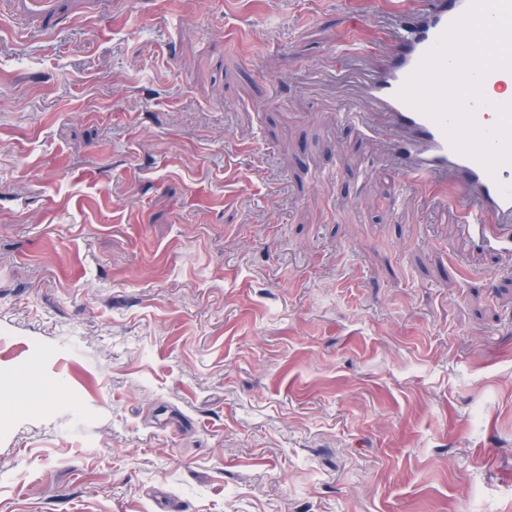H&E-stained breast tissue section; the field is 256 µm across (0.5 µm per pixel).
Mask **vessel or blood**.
Wrapping results in <instances>:
<instances>
[{
	"instance_id": "b4317fda",
	"label": "vessel or blood",
	"mask_w": 512,
	"mask_h": 512,
	"mask_svg": "<svg viewBox=\"0 0 512 512\" xmlns=\"http://www.w3.org/2000/svg\"><path fill=\"white\" fill-rule=\"evenodd\" d=\"M470 0H379V19L364 27L346 13L344 54H380L381 62L352 83L359 107L351 118L375 132L411 188L438 191L460 217V231L487 249L512 253V162L488 170L457 151L443 127L400 96L409 77Z\"/></svg>"
}]
</instances>
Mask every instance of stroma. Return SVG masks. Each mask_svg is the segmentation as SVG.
Returning <instances> with one entry per match:
<instances>
[{"label": "stroma", "instance_id": "1", "mask_svg": "<svg viewBox=\"0 0 512 512\" xmlns=\"http://www.w3.org/2000/svg\"><path fill=\"white\" fill-rule=\"evenodd\" d=\"M344 7L0 0V512H512V254ZM365 35L364 17L346 13L344 54H380L376 67L352 81L356 121L377 134L399 174L413 188L448 196L464 237L487 249L512 253V162L492 174L476 158L457 151L443 127L404 101L399 93L470 0H380ZM385 18L387 23L379 20Z\"/></svg>", "mask_w": 512, "mask_h": 512}]
</instances>
